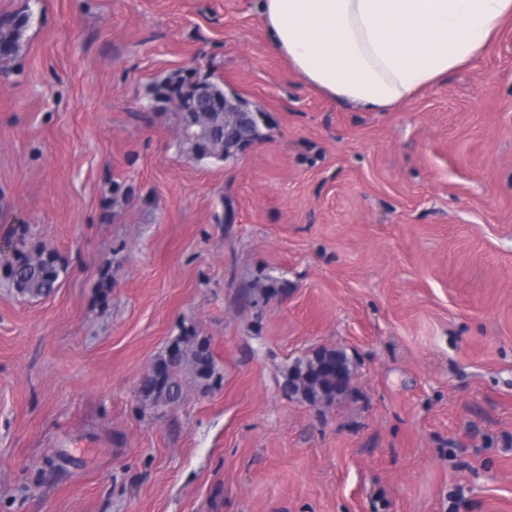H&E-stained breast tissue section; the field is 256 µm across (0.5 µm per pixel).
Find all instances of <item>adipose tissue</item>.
Here are the masks:
<instances>
[{"label": "adipose tissue", "instance_id": "ef3b65f1", "mask_svg": "<svg viewBox=\"0 0 512 512\" xmlns=\"http://www.w3.org/2000/svg\"><path fill=\"white\" fill-rule=\"evenodd\" d=\"M273 49L315 89L393 111L482 58L512 0H260Z\"/></svg>", "mask_w": 512, "mask_h": 512}]
</instances>
